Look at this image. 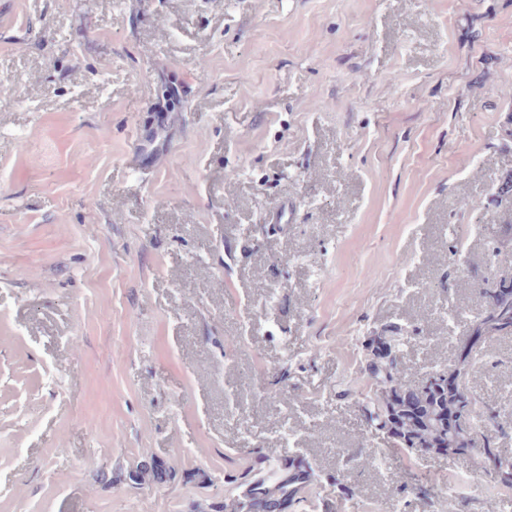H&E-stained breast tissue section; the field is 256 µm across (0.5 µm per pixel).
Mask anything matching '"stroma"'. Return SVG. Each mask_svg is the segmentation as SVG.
Returning <instances> with one entry per match:
<instances>
[{"label": "stroma", "instance_id": "1", "mask_svg": "<svg viewBox=\"0 0 512 512\" xmlns=\"http://www.w3.org/2000/svg\"><path fill=\"white\" fill-rule=\"evenodd\" d=\"M6 78L0 512H194L250 449L333 472L359 444L353 497L317 490L335 512H422L390 482L419 471L512 512L469 458L409 461L341 395L371 333L419 328L418 381L485 309L473 277L512 226L486 202L512 175V0H0ZM172 81L167 161L133 171ZM284 198L294 221L270 226ZM475 388L512 426V337ZM151 456L175 479L131 488Z\"/></svg>", "mask_w": 512, "mask_h": 512}]
</instances>
